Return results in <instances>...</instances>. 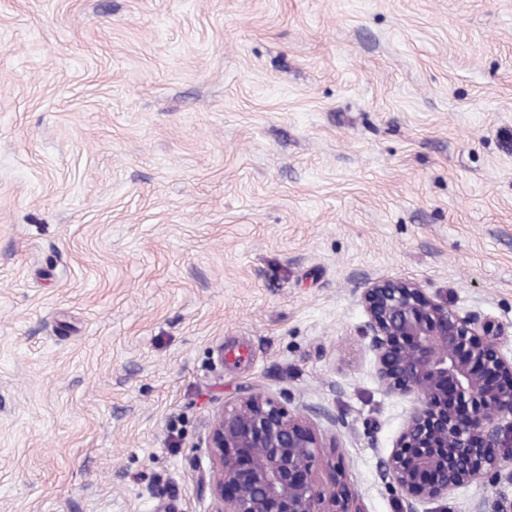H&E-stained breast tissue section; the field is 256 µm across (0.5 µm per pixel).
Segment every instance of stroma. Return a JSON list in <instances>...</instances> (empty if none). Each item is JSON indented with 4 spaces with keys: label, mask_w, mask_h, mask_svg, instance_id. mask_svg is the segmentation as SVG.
I'll return each mask as SVG.
<instances>
[{
    "label": "stroma",
    "mask_w": 512,
    "mask_h": 512,
    "mask_svg": "<svg viewBox=\"0 0 512 512\" xmlns=\"http://www.w3.org/2000/svg\"><path fill=\"white\" fill-rule=\"evenodd\" d=\"M367 277L512 324V0H0V512H209L252 388L401 512Z\"/></svg>",
    "instance_id": "obj_1"
}]
</instances>
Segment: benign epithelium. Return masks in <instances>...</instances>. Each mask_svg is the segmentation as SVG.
I'll return each instance as SVG.
<instances>
[{
    "instance_id": "7a95c632",
    "label": "benign epithelium",
    "mask_w": 512,
    "mask_h": 512,
    "mask_svg": "<svg viewBox=\"0 0 512 512\" xmlns=\"http://www.w3.org/2000/svg\"><path fill=\"white\" fill-rule=\"evenodd\" d=\"M363 336L383 391L411 403L380 475L403 512L448 499L484 481L512 447V330L405 278H369L359 288ZM467 409L459 419L448 394ZM329 410L295 413L257 389L224 404L208 430L211 512H365L342 477L327 489L312 470L317 450L336 445L319 433Z\"/></svg>"
}]
</instances>
